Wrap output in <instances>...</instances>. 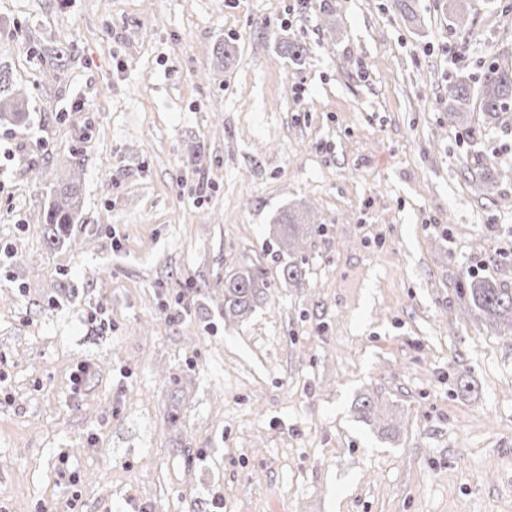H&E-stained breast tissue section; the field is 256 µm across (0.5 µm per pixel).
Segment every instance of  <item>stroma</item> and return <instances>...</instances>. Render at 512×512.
I'll return each instance as SVG.
<instances>
[{
  "label": "stroma",
  "mask_w": 512,
  "mask_h": 512,
  "mask_svg": "<svg viewBox=\"0 0 512 512\" xmlns=\"http://www.w3.org/2000/svg\"><path fill=\"white\" fill-rule=\"evenodd\" d=\"M412 6L0 0L29 95L0 125V512H512V335L459 291L512 270V112L448 122L449 83L512 55V0L468 30ZM243 267L269 287L228 318ZM82 207L80 180L75 174L53 184L40 222L46 226L45 236L51 247L64 246L70 241L71 226L80 223ZM282 224V229L285 233L288 234V238L284 240L282 247L288 252V262H285L282 267V276L284 280L288 281H298L302 276V269L300 266L291 261L293 258L294 248L297 247L299 241L296 242V239H299L300 232H303L305 229V224H301L296 218H284L282 222H278ZM300 223V224H299Z\"/></svg>",
  "instance_id": "obj_1"
}]
</instances>
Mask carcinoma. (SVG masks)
<instances>
[{
    "label": "carcinoma",
    "mask_w": 512,
    "mask_h": 512,
    "mask_svg": "<svg viewBox=\"0 0 512 512\" xmlns=\"http://www.w3.org/2000/svg\"><path fill=\"white\" fill-rule=\"evenodd\" d=\"M458 7L449 16L456 28L468 29L473 24L466 11L464 0H457ZM448 123L470 131L469 117L473 105L490 118L512 109V60L503 56L495 58L480 76V86H474L470 78L457 77L448 84ZM26 107V91L13 86L9 75L0 71V120L21 124ZM82 217V194L80 180L71 176L58 181L50 188L47 207L41 216L45 224L47 243L52 247L66 245L70 241V229L80 223ZM282 229L288 234L282 247L288 252L290 261L284 263L282 276L288 281H297L302 276L300 266L291 261L297 247L300 232L305 225L295 218L282 219ZM268 283L259 272L241 268L224 279V315L242 316L254 310L263 298ZM460 289L469 296L477 315L487 320L495 329L512 332V288L495 277L465 273Z\"/></svg>",
    "instance_id": "carcinoma-1"
}]
</instances>
